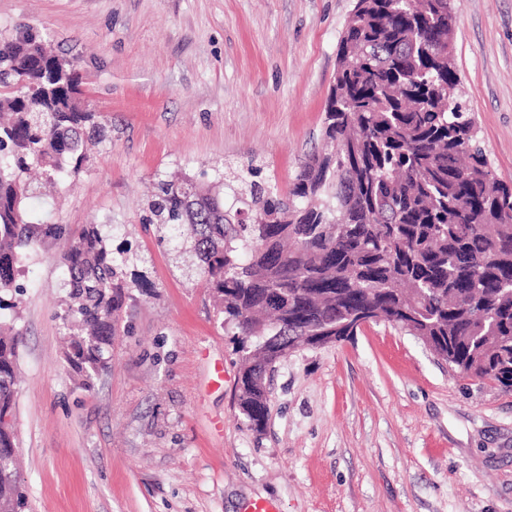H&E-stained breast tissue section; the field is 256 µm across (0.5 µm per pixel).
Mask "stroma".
<instances>
[{
  "mask_svg": "<svg viewBox=\"0 0 512 512\" xmlns=\"http://www.w3.org/2000/svg\"><path fill=\"white\" fill-rule=\"evenodd\" d=\"M354 0H0V34L74 62L109 140L31 199L64 228L20 259L15 430L29 512H512V392L457 376L425 344L368 324L277 363L270 417L235 405L239 354L182 243L147 208L161 175L260 167L287 193L319 147ZM459 94L512 186V0H454ZM83 224L130 240L133 289L112 366L84 388L62 360L61 256ZM224 381H213L216 365Z\"/></svg>",
  "mask_w": 512,
  "mask_h": 512,
  "instance_id": "1",
  "label": "stroma"
}]
</instances>
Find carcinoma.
<instances>
[{
    "label": "carcinoma",
    "mask_w": 512,
    "mask_h": 512,
    "mask_svg": "<svg viewBox=\"0 0 512 512\" xmlns=\"http://www.w3.org/2000/svg\"><path fill=\"white\" fill-rule=\"evenodd\" d=\"M452 0H355L337 46L323 119V148L300 166L288 195L235 172L230 205L159 180L149 211L196 259L222 324L241 353L235 403L262 432L263 367L280 322L292 334L320 326L338 341L356 335L351 316L423 336L457 374L512 391V187L499 183L475 122L450 101L459 80L448 38ZM58 55L31 33L0 37V311L16 310L23 252L58 237V224L29 221L32 167L49 178L78 171L109 126L87 111L75 69L46 74ZM85 224L61 256L66 365L86 387L107 370L120 313L145 276L128 271V247ZM16 318H0V512H27L17 470L14 399Z\"/></svg>",
    "instance_id": "carcinoma-1"
}]
</instances>
